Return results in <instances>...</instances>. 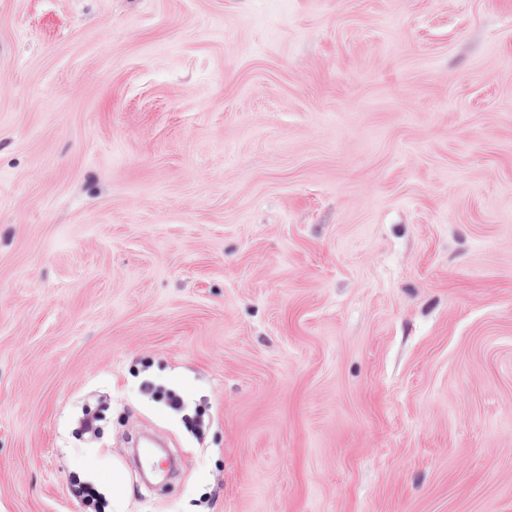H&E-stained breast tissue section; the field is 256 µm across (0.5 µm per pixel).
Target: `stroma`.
Returning a JSON list of instances; mask_svg holds the SVG:
<instances>
[{
  "instance_id": "1",
  "label": "stroma",
  "mask_w": 512,
  "mask_h": 512,
  "mask_svg": "<svg viewBox=\"0 0 512 512\" xmlns=\"http://www.w3.org/2000/svg\"><path fill=\"white\" fill-rule=\"evenodd\" d=\"M0 512H512V0H0Z\"/></svg>"
}]
</instances>
